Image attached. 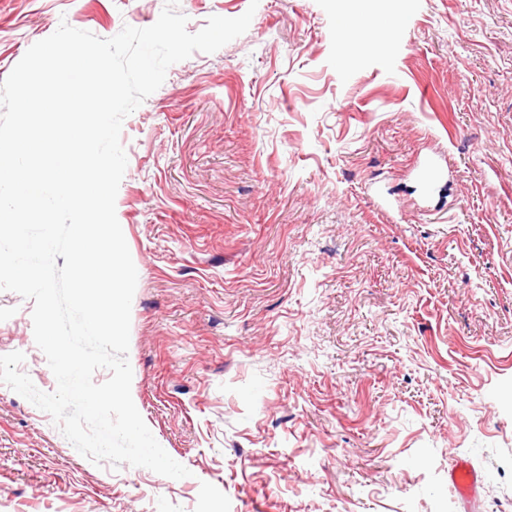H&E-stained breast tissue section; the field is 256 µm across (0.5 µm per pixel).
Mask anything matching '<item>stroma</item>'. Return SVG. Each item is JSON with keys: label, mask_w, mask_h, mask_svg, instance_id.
Segmentation results:
<instances>
[{"label": "stroma", "mask_w": 512, "mask_h": 512, "mask_svg": "<svg viewBox=\"0 0 512 512\" xmlns=\"http://www.w3.org/2000/svg\"><path fill=\"white\" fill-rule=\"evenodd\" d=\"M165 0H0V81L60 22ZM125 118L131 396L190 472L96 466L0 384V512H501L512 505V0H179L195 33ZM371 33L376 47L356 49ZM439 156L423 188L415 166ZM32 300L0 355L50 393ZM483 475L472 505L448 480ZM448 479L461 500L468 504L475 498L483 477L468 462L462 459L454 460L448 468Z\"/></svg>", "instance_id": "obj_1"}]
</instances>
